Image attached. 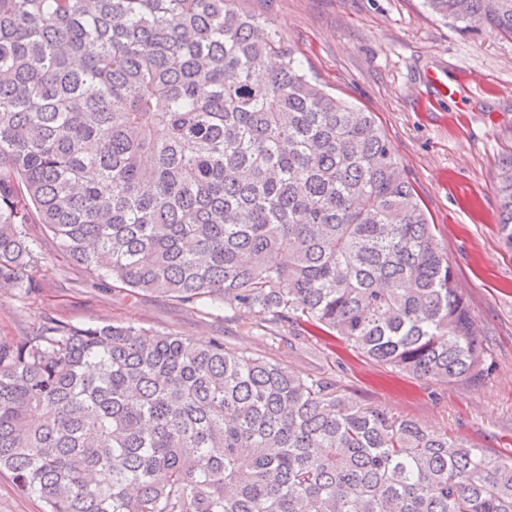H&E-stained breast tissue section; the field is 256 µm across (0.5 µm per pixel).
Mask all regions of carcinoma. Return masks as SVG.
I'll return each mask as SVG.
<instances>
[{"label": "carcinoma", "instance_id": "carcinoma-1", "mask_svg": "<svg viewBox=\"0 0 512 512\" xmlns=\"http://www.w3.org/2000/svg\"><path fill=\"white\" fill-rule=\"evenodd\" d=\"M426 6L512 37V0ZM499 209L512 251V157ZM30 224L114 290L337 337L413 378L484 374L373 113L239 0H0V289L26 296ZM0 469L45 512H512V462L220 335L134 324L0 336Z\"/></svg>", "mask_w": 512, "mask_h": 512}]
</instances>
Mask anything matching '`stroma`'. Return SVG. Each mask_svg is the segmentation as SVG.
I'll return each instance as SVG.
<instances>
[{
	"label": "stroma",
	"mask_w": 512,
	"mask_h": 512,
	"mask_svg": "<svg viewBox=\"0 0 512 512\" xmlns=\"http://www.w3.org/2000/svg\"><path fill=\"white\" fill-rule=\"evenodd\" d=\"M292 42L309 75L374 114L423 200L486 347L488 373L454 385L401 377L341 340L266 341L242 312L225 316L151 294L89 282L41 225L28 227L37 257L28 273L40 289L0 290V336L27 340L46 318L74 325L111 321L174 331L204 343L223 335L235 352L260 353L324 379L337 392L414 420L504 460H512V252L498 231L500 163L512 154V38L467 33L429 14L423 0H241ZM473 72L484 90L462 87L444 99L426 82Z\"/></svg>",
	"instance_id": "obj_1"
}]
</instances>
